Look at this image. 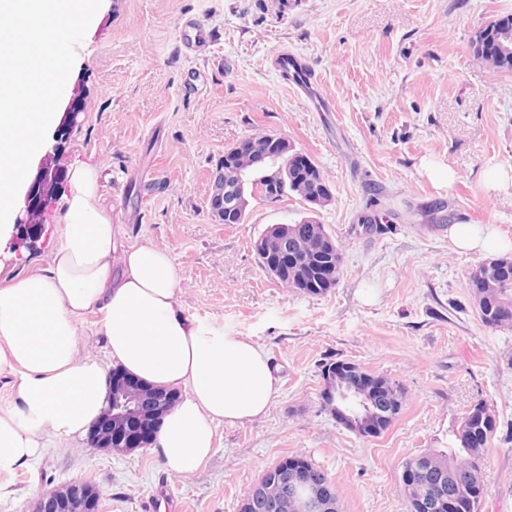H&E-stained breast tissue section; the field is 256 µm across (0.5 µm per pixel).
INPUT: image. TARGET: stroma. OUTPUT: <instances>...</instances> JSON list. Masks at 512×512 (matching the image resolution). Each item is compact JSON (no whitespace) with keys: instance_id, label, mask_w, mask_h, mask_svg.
<instances>
[{"instance_id":"1","label":"stroma","mask_w":512,"mask_h":512,"mask_svg":"<svg viewBox=\"0 0 512 512\" xmlns=\"http://www.w3.org/2000/svg\"><path fill=\"white\" fill-rule=\"evenodd\" d=\"M504 13L512 0H103L60 102L77 121L53 128L32 162L33 175L48 166L58 175L52 221L35 249L0 240V282L47 268L67 173L94 167L120 242L166 250L186 315L260 345L278 393L266 416L218 427L214 455L188 475L169 473L147 448L49 441L33 469L0 475V512H32L68 482L96 486L102 512H153L160 484L168 512H240L264 472L292 456L327 474L341 512H407L402 462L451 446L480 400L497 431L478 512H512V328L485 325L469 295L467 275L486 254L448 246L452 224H488L512 240V187L482 181L487 167L512 166V72L471 49ZM187 15L218 32L209 56L180 52ZM281 49L314 66L335 111H314L280 81L269 59ZM192 71L202 75L193 90L184 86ZM267 134L317 164L328 202L256 197L244 223H219L208 197L225 151ZM425 157L452 166L455 183L422 176ZM309 216L343 253L338 283L322 295L282 286L253 247L270 225ZM372 217L381 229L369 235ZM336 361L402 387L382 434H355L325 407L323 371Z\"/></svg>"}]
</instances>
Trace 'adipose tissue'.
Masks as SVG:
<instances>
[{
  "mask_svg": "<svg viewBox=\"0 0 512 512\" xmlns=\"http://www.w3.org/2000/svg\"><path fill=\"white\" fill-rule=\"evenodd\" d=\"M68 180L61 242L48 267L0 285V376L11 381V400L0 406V475L31 468L47 437L84 435L107 404L112 364L183 391L151 451L170 473H193L213 454L220 425L268 412L277 394L268 356L222 325L185 314L165 250L118 249L95 168L74 167ZM448 240L461 251L512 249L489 226L450 225ZM90 313L103 360L86 353Z\"/></svg>",
  "mask_w": 512,
  "mask_h": 512,
  "instance_id": "adipose-tissue-1",
  "label": "adipose tissue"
}]
</instances>
